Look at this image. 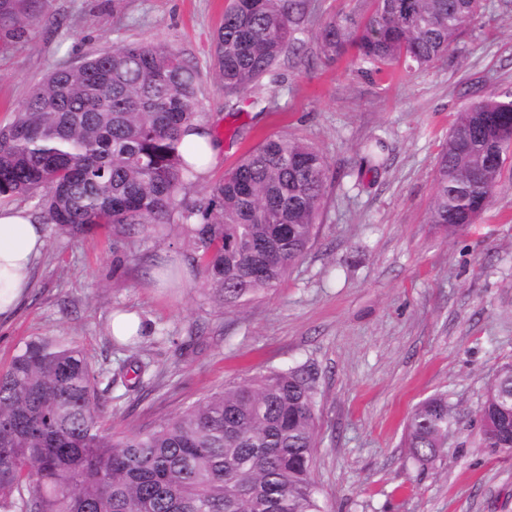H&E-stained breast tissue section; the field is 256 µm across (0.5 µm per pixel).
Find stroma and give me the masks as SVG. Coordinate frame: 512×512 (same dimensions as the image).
I'll return each instance as SVG.
<instances>
[{
  "instance_id": "obj_1",
  "label": "stroma",
  "mask_w": 512,
  "mask_h": 512,
  "mask_svg": "<svg viewBox=\"0 0 512 512\" xmlns=\"http://www.w3.org/2000/svg\"><path fill=\"white\" fill-rule=\"evenodd\" d=\"M435 64L380 77L353 54L325 60L316 19L351 0H313L300 50L255 90L272 110H229L211 61L224 0H44L19 40L0 41V126L51 71L126 42H166L199 72L200 110L219 125L222 155L192 193L265 137L317 147L329 164L318 235L281 283L245 308L217 305L186 227L136 231L114 248L101 227L74 238L47 225L32 288L0 323V368L26 341L78 342L98 369L149 365L146 386L111 392L116 429H146L221 388L272 368L318 374L314 479L324 512H512V458L482 450L477 409L512 362V173L490 207L456 235L427 221L435 164L454 112L512 92V0H490ZM382 139L385 165L359 173L363 146ZM143 332L125 349L112 313ZM447 394L458 423L442 455L421 467L406 446L412 409ZM140 329L141 322L138 317L126 313H115L112 315L110 331L113 336L118 338L132 336L136 332L139 333Z\"/></svg>"
}]
</instances>
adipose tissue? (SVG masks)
<instances>
[{
	"label": "adipose tissue",
	"mask_w": 512,
	"mask_h": 512,
	"mask_svg": "<svg viewBox=\"0 0 512 512\" xmlns=\"http://www.w3.org/2000/svg\"><path fill=\"white\" fill-rule=\"evenodd\" d=\"M46 246L44 226L28 211L0 205V320L9 318L26 298Z\"/></svg>",
	"instance_id": "adipose-tissue-1"
}]
</instances>
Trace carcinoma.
<instances>
[{
    "mask_svg": "<svg viewBox=\"0 0 512 512\" xmlns=\"http://www.w3.org/2000/svg\"><path fill=\"white\" fill-rule=\"evenodd\" d=\"M41 0H0V36L20 39ZM481 0H357L326 18L320 56L349 51L361 68L429 67L454 47ZM310 0H225L215 74L240 101L296 49ZM199 74L172 45L127 42L54 70L0 128V198L40 194L43 220L69 234L188 224L218 302L241 307L276 287L314 242L328 162L312 144L269 136L205 196L180 150L213 129L198 112ZM512 93L458 110L435 170L428 221L453 235L489 206L512 160ZM380 140L360 166L382 165ZM105 388H100L102 381ZM96 370L74 341L38 337L0 371V512H323L313 478L317 373L307 364L232 382L150 430L112 432ZM481 447L512 456V371L478 408ZM456 421L447 394L411 411L407 448L434 463Z\"/></svg>",
    "mask_w": 512,
    "mask_h": 512,
    "instance_id": "obj_1",
    "label": "carcinoma"
}]
</instances>
